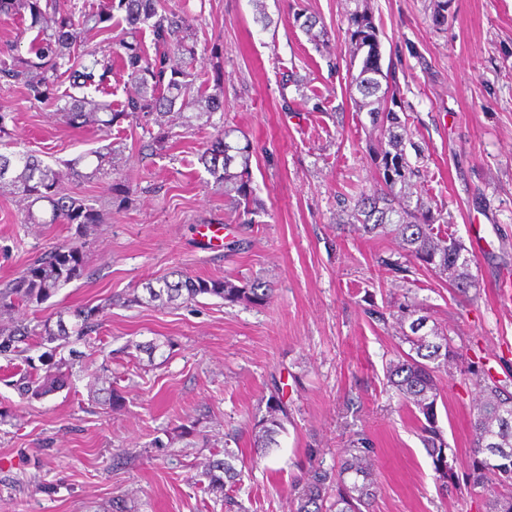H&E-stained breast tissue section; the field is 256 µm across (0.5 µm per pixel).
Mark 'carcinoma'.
I'll return each mask as SVG.
<instances>
[{
	"mask_svg": "<svg viewBox=\"0 0 512 512\" xmlns=\"http://www.w3.org/2000/svg\"><path fill=\"white\" fill-rule=\"evenodd\" d=\"M116 12L126 24L118 50L106 52L96 47L81 56L76 54L85 33L112 30L110 22ZM0 13L26 17L28 29L37 30L27 55L19 53L16 45L0 50L1 84L22 86L29 100L56 108L63 121L75 128L92 125L108 132L127 119L147 118L157 127L152 143L159 151L166 148L172 134L170 116L177 115L188 129L204 121L215 133L200 161L213 185L224 189L233 208L248 216L245 223H252L250 215L258 210L259 200L253 188L251 143L230 140L232 130L222 121H213L215 114L224 112V102L207 93L208 81H198L194 67L197 38L184 16L166 11L161 0H108L101 11L78 12L59 9L56 0H0ZM146 29L153 36V55L146 52L140 39ZM347 33L352 60L359 61L358 74L350 84L352 92L360 95L355 104L358 111L367 112L371 126L387 137L386 147L370 149L382 187L359 192L349 207V226L365 235L399 238L406 260L446 276L455 293L466 298L474 286L471 258L462 242L442 235L435 227L441 216L435 215L422 197H413L415 169L403 149L408 120L397 111L401 107L397 79L382 65L377 28L367 8L358 6L349 14ZM172 53L181 63L172 64ZM114 57L135 86V92L115 106L106 99ZM64 76L81 95L60 91ZM116 156L110 147L90 151L63 171L29 152L0 154V187L27 201L28 222L43 223L33 207L44 202L50 211L49 223L74 224L77 235V239L44 253L0 289V315H9L20 306H37L83 275L86 261L80 239L96 230L101 215L88 200L66 193L62 184L72 176L95 178L112 172ZM145 290L148 301L163 305L210 296L228 304L263 307L273 295L271 285L259 278L206 279L178 270L148 283ZM415 313L413 304L399 308L396 323L402 329V342L410 349L389 362L387 384L417 420L435 479L446 488L457 485L459 474L454 451L439 426L438 372L448 369L458 355L447 333L436 325L427 327V319L417 318ZM98 314L97 307L77 308L70 327L61 320L53 324L49 318L33 325L20 322L0 327V356L21 358L27 365L13 381L21 396L44 399L61 388L74 361L60 356V350L72 336L77 341L87 340ZM33 347L43 349L38 358L23 356ZM467 373L475 377L481 401L471 422L466 483L486 491V512H512V390L474 361L467 366ZM265 405L266 412L252 423L253 446L263 454L278 445L277 437L290 423L288 402L279 389L270 391ZM317 453L310 449L308 467L294 486V512H369L378 490L371 439L362 433L350 435L339 463L328 468L316 461ZM236 461L238 454L226 447L215 451L201 472L204 491L225 498L232 507L238 502L226 497V488L240 484L243 478Z\"/></svg>",
	"mask_w": 512,
	"mask_h": 512,
	"instance_id": "cac0c4a2",
	"label": "carcinoma"
}]
</instances>
